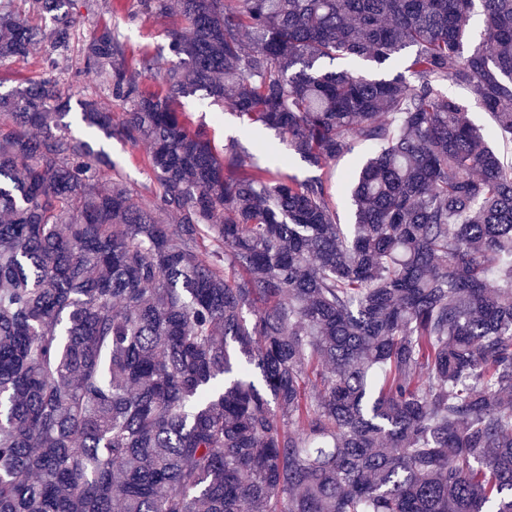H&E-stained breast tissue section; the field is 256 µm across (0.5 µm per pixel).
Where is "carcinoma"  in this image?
Listing matches in <instances>:
<instances>
[{
	"label": "carcinoma",
	"instance_id": "1",
	"mask_svg": "<svg viewBox=\"0 0 512 512\" xmlns=\"http://www.w3.org/2000/svg\"><path fill=\"white\" fill-rule=\"evenodd\" d=\"M74 2L0 0V68L68 57ZM178 7L164 96L82 45L130 103L82 119L149 144L160 208L98 188L58 82L0 93V512H512V165L442 91L512 136V0ZM198 90L319 171L374 146L351 231L324 176L188 130Z\"/></svg>",
	"mask_w": 512,
	"mask_h": 512
}]
</instances>
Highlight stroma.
<instances>
[{
  "label": "stroma",
  "mask_w": 512,
  "mask_h": 512,
  "mask_svg": "<svg viewBox=\"0 0 512 512\" xmlns=\"http://www.w3.org/2000/svg\"><path fill=\"white\" fill-rule=\"evenodd\" d=\"M77 13L83 23L84 32L110 28L123 49L122 67L128 78L140 87L162 94L166 86L161 82L159 70L164 69L172 60L165 38V30L176 22V15L159 16L146 12L139 0H122L114 4L113 0H79ZM151 57L157 70L153 73L143 71L142 57ZM79 59L63 63V72L59 75L60 88L69 93L74 104L65 116L74 137L88 141L94 150L104 152L111 162V169L105 170L100 188H107L112 178L121 179L139 202L156 205L160 202V184L148 163L149 146L146 143H134L119 136L106 137L100 131L86 128L81 120L80 99L93 97L103 110L120 113L123 104L114 95L104 90L94 78L84 74ZM176 108L182 114V120L190 130H204L216 152H223L230 139H242L244 147L253 155H261L267 147H274L275 156L269 163L271 173L278 178L294 177L300 180L313 176L314 168L294 156L275 132L263 128L257 129L252 138H243L244 123L234 113L231 106L212 104L204 92L198 91L179 97ZM372 152L369 144L354 142L350 154L333 163L327 171V178L336 203L341 223L352 221L350 201V175Z\"/></svg>",
  "instance_id": "obj_1"
}]
</instances>
